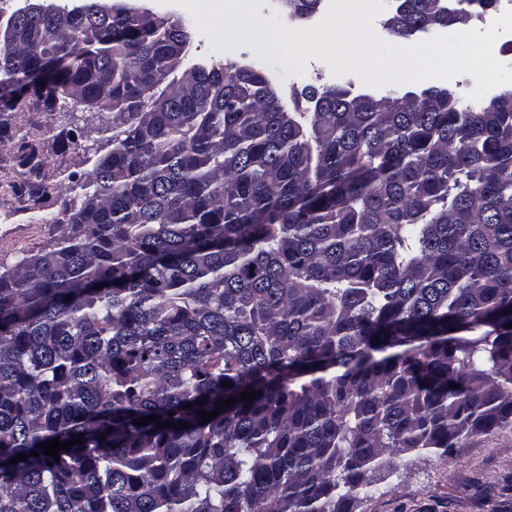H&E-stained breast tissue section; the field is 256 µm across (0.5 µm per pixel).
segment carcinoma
I'll return each mask as SVG.
<instances>
[{
  "mask_svg": "<svg viewBox=\"0 0 512 512\" xmlns=\"http://www.w3.org/2000/svg\"><path fill=\"white\" fill-rule=\"evenodd\" d=\"M147 12L18 8L0 46V107L43 102L54 63L50 93L118 127L60 236L0 262V512H355L386 460L512 426V86L307 87V117L250 66L173 78L190 31Z\"/></svg>",
  "mask_w": 512,
  "mask_h": 512,
  "instance_id": "obj_1",
  "label": "carcinoma"
}]
</instances>
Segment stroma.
Returning <instances> with one entry per match:
<instances>
[{"label":"stroma","mask_w":512,"mask_h":512,"mask_svg":"<svg viewBox=\"0 0 512 512\" xmlns=\"http://www.w3.org/2000/svg\"><path fill=\"white\" fill-rule=\"evenodd\" d=\"M233 60L268 76L285 104H293L307 86L336 84L369 92L358 77L308 71L286 76L277 60H262L248 44L216 49L210 38L192 31L184 66ZM12 138H0V259L38 253L59 235L56 225L79 208L83 196L72 173L90 169L98 151L112 136L111 114L97 113L70 101L54 110L23 100L9 112ZM32 143L43 161L41 176L19 163L18 140ZM60 185L46 211L29 208V187L36 179ZM376 490L360 497L356 512H512V426L495 429L455 449L451 457L409 452L375 474Z\"/></svg>","instance_id":"35a3bbf8"}]
</instances>
